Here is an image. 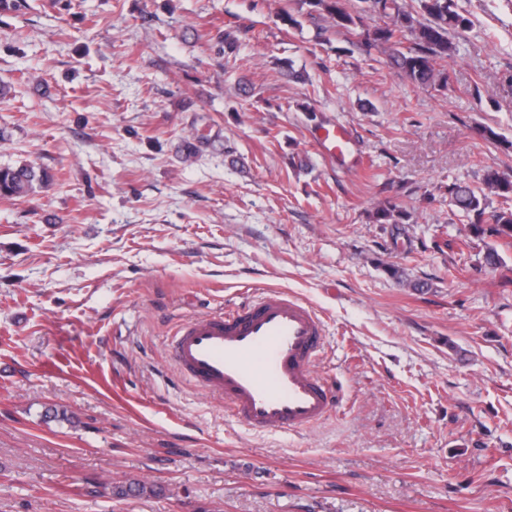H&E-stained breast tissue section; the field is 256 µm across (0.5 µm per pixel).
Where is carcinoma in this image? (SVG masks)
Instances as JSON below:
<instances>
[{
  "label": "carcinoma",
  "mask_w": 512,
  "mask_h": 512,
  "mask_svg": "<svg viewBox=\"0 0 512 512\" xmlns=\"http://www.w3.org/2000/svg\"><path fill=\"white\" fill-rule=\"evenodd\" d=\"M307 6L306 14L312 19H322L333 29L348 30L359 17L351 13L343 0H301ZM380 24L373 41L365 44L366 50L380 47L389 51L390 64L420 88L446 85L448 78L436 68L437 60L451 58L458 52V45L451 39V32L466 29L470 20L455 9L454 0H420L423 19H418L405 7L404 0H364ZM409 32L414 46L404 52L399 47L397 35ZM43 170L23 164L17 167H0V197L21 198L35 192L45 182ZM498 199V206L489 209L488 195ZM448 206L463 213L468 220L469 232L477 237H494L503 245H512V176L488 168L483 175V186L473 187L466 182L448 184ZM378 224H396L403 218L399 205L390 200L375 211Z\"/></svg>",
  "instance_id": "carcinoma-1"
}]
</instances>
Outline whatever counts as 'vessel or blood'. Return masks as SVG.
Segmentation results:
<instances>
[{
  "mask_svg": "<svg viewBox=\"0 0 512 512\" xmlns=\"http://www.w3.org/2000/svg\"><path fill=\"white\" fill-rule=\"evenodd\" d=\"M343 127L325 129L322 149L341 155ZM326 342L324 324L301 298L269 291L219 314L184 322L169 355L179 372L222 398L250 428L298 430L321 421L335 393L315 372Z\"/></svg>",
  "mask_w": 512,
  "mask_h": 512,
  "instance_id": "obj_1",
  "label": "vessel or blood"
}]
</instances>
